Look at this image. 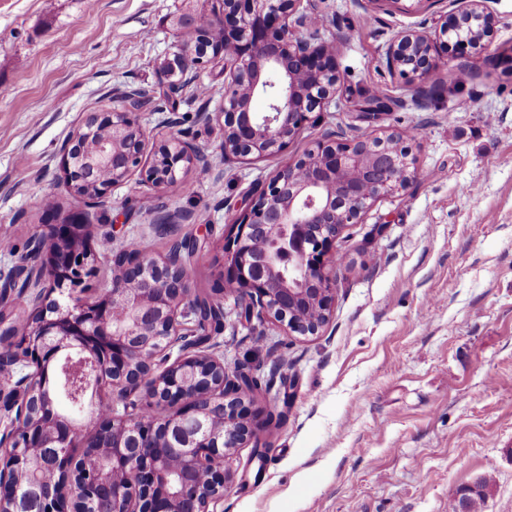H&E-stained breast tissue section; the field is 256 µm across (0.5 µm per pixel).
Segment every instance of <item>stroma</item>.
<instances>
[{
    "mask_svg": "<svg viewBox=\"0 0 512 512\" xmlns=\"http://www.w3.org/2000/svg\"><path fill=\"white\" fill-rule=\"evenodd\" d=\"M493 18L485 52L438 47L427 82L386 63L389 43L416 29L437 35L451 0H299L341 42L336 106L313 113L287 149L322 139L406 137L419 178L379 198L336 241L330 323L296 336L268 319L241 324L233 300L208 347L225 364L257 366L265 383L254 424L281 413L263 460L227 456L233 484L214 512H449L458 489L489 482L484 512H512V0H483ZM212 0H0V271L34 234L83 215L114 247L138 240L155 256L197 240L195 288L221 285L223 245L255 189L283 158L225 159L218 122L224 66L193 86L162 89L160 62L175 19ZM155 98L140 116L152 132L174 125L208 156L152 191L143 171L90 207L69 189L61 147L87 113L111 111L118 90ZM387 108L372 126L356 114L371 97ZM187 213L158 230L148 200Z\"/></svg>",
    "mask_w": 512,
    "mask_h": 512,
    "instance_id": "stroma-1",
    "label": "stroma"
}]
</instances>
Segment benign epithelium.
<instances>
[{
    "label": "benign epithelium",
    "instance_id": "obj_1",
    "mask_svg": "<svg viewBox=\"0 0 512 512\" xmlns=\"http://www.w3.org/2000/svg\"><path fill=\"white\" fill-rule=\"evenodd\" d=\"M297 0H218L197 24L200 40L178 37L176 50L161 68H180L189 83L194 72L215 60L224 63V106L215 119L224 130V158L280 155L310 114L336 98L335 59L339 46L317 44L311 30L323 20L293 17ZM440 33L454 45L482 49L491 19L480 0H455ZM224 25V47L205 41L210 26ZM433 42L425 34L399 36L386 51L388 64L419 80L435 69ZM140 90L119 94V105L104 118L87 115L62 146V166L72 192L95 205L110 188L126 181L143 161L148 132L141 109L131 105ZM266 98L264 112L252 106ZM191 167H209L207 155L172 130L155 135L145 181L158 189ZM419 172L402 136L318 142L288 159L277 176L256 189L236 219L237 232L224 246L225 283L236 293L239 322L267 318L297 336H317L332 317L336 294V253L332 245L379 198L405 190ZM92 225L80 218L35 234L22 261L0 275V336L18 345L17 355L0 351V370L12 388L5 410L15 412L11 437L0 438V512H209L224 497L233 476L224 459L251 447L252 458L267 448L263 426L247 420L248 406L261 390L257 369L229 367L200 349L182 332L196 322L203 293L191 281V264L144 249L118 250L88 244ZM112 262L111 286L94 303L78 292L90 285L100 257ZM30 292L28 318L19 328L4 304L9 291ZM59 292L53 306L44 290ZM178 350L162 370L158 361ZM38 366L57 380L66 396L85 401L72 386L74 370L91 379L92 399L81 423L61 419L49 400L46 382L29 368ZM109 402L106 413L97 398ZM167 408L153 421L146 409ZM104 448L109 470L81 474L82 450ZM63 476L56 491L43 487L46 474ZM28 479L29 500L16 481Z\"/></svg>",
    "mask_w": 512,
    "mask_h": 512
}]
</instances>
